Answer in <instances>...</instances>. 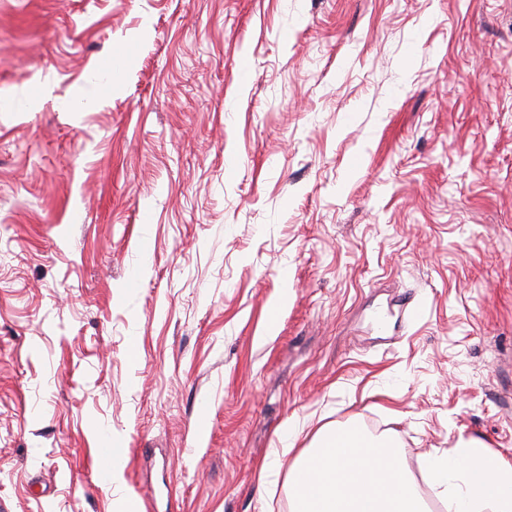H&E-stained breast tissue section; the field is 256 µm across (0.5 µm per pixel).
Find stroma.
I'll use <instances>...</instances> for the list:
<instances>
[{
    "mask_svg": "<svg viewBox=\"0 0 512 512\" xmlns=\"http://www.w3.org/2000/svg\"><path fill=\"white\" fill-rule=\"evenodd\" d=\"M351 425L512 462V0H0V512H290Z\"/></svg>",
    "mask_w": 512,
    "mask_h": 512,
    "instance_id": "1",
    "label": "stroma"
}]
</instances>
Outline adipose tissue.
<instances>
[{"label":"adipose tissue","mask_w":512,"mask_h":512,"mask_svg":"<svg viewBox=\"0 0 512 512\" xmlns=\"http://www.w3.org/2000/svg\"><path fill=\"white\" fill-rule=\"evenodd\" d=\"M420 481L450 512H512V463L474 438L425 454L416 481L391 442L354 427H324L288 470L292 512H425Z\"/></svg>","instance_id":"1"}]
</instances>
